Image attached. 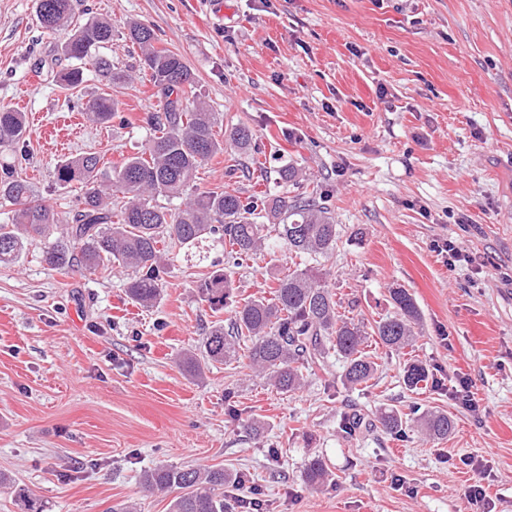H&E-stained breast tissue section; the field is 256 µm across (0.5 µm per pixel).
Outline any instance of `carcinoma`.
<instances>
[{
  "label": "carcinoma",
  "instance_id": "cac0c4a2",
  "mask_svg": "<svg viewBox=\"0 0 512 512\" xmlns=\"http://www.w3.org/2000/svg\"><path fill=\"white\" fill-rule=\"evenodd\" d=\"M72 0H37V17L48 31L69 27L61 53L73 65L59 75L60 84L76 88L91 66L100 81L112 85L126 80L112 64L94 51L112 42V22L92 19L83 25L72 20ZM128 39L141 51L143 68L150 72L162 111L147 123L152 134L144 150L123 159L106 173L94 154L70 158L55 166L57 184H80L81 193L72 209V222L60 223L57 210L35 199L30 183L18 166L0 167V199L16 205L12 222L0 224V265L18 261L29 242L44 241L41 260L53 270L75 267L129 272L124 284L132 303L150 308L161 299L165 286L166 259L162 246L171 244L197 249L206 243L224 251L226 268L215 271L198 286L201 299L212 311L224 309L233 291L231 268L269 246L275 239L297 255H327L336 247V224L326 200L300 193L292 198L272 195L258 200L222 189L190 194L201 165L233 147L259 151L245 126L218 138L219 113L199 99L197 79L183 56L156 46L154 30L142 23L127 27ZM90 118L108 123L119 117V104L109 95L87 105ZM27 136L24 113L0 106V148H16ZM179 205L173 207V201ZM265 217L269 224L258 219ZM395 314L368 328L339 313L340 302L315 267L296 269L275 278L272 297L253 296L234 310L231 330L217 320L203 338L209 361L236 362L262 376L281 393L304 384L303 370L321 363L330 351L344 362L343 379L352 388L368 383L378 371L366 344L376 337L386 348L400 351L412 345V324L419 317L417 305L404 288L389 290ZM431 373L418 360L404 369L403 382L410 390L428 382ZM408 420L397 411L384 409L378 421L389 434L405 433L413 422L433 439L448 437L454 420L439 410L413 412ZM142 487L150 492L172 488L181 494L171 512H224V485L233 476L222 468H177L159 465L145 470ZM312 489L332 482L322 458L313 456L305 469ZM15 486L16 497L27 512H42L26 487L0 472V485Z\"/></svg>",
  "mask_w": 512,
  "mask_h": 512
}]
</instances>
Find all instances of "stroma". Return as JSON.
<instances>
[{
	"label": "stroma",
	"mask_w": 512,
	"mask_h": 512,
	"mask_svg": "<svg viewBox=\"0 0 512 512\" xmlns=\"http://www.w3.org/2000/svg\"><path fill=\"white\" fill-rule=\"evenodd\" d=\"M74 0V21L111 20L101 53L130 79L105 86L93 72L74 89L65 32L41 28L36 0H0V106L24 112L21 163L37 198L70 222L79 184L59 186L57 162L93 153L105 170L143 150L159 100L128 22L183 55L224 129L250 128L258 153L209 159L195 191L326 197L335 249L296 257L277 246L233 270V297L268 290L299 264L326 274L348 317L392 314L391 288L408 290L420 318L411 347L371 344L367 388L343 385L329 355L304 386L281 394L239 364L182 366L216 320L201 279L224 266L172 248L164 297L146 309L120 272L57 271L28 245L0 266V472L27 487L43 512H105L135 502L169 512L172 493L143 495L139 477L164 464L245 474L224 487V512L260 490L263 512H512V0ZM110 94L121 116L84 120ZM292 166L300 184L283 182ZM463 259L448 265L444 243ZM420 360L435 377L421 392L402 380ZM468 380L472 411L458 394ZM437 408L447 438L414 428L394 437L378 407ZM356 413L362 428L346 434ZM262 419L255 434L243 419ZM322 457L335 482L313 491L303 471ZM484 503L470 502L472 486Z\"/></svg>",
	"instance_id": "obj_1"
}]
</instances>
